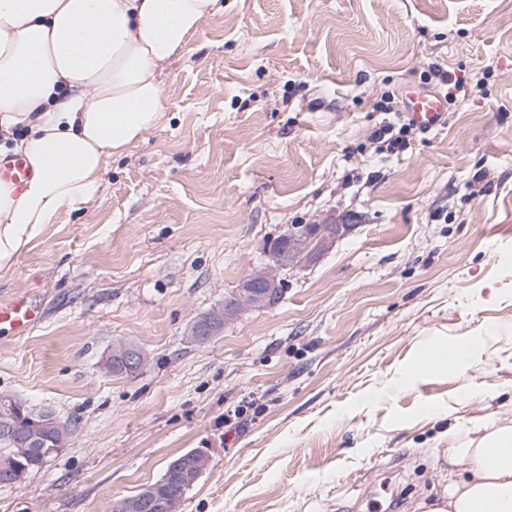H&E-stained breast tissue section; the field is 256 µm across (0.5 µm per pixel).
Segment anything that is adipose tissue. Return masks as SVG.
I'll use <instances>...</instances> for the list:
<instances>
[{"mask_svg":"<svg viewBox=\"0 0 512 512\" xmlns=\"http://www.w3.org/2000/svg\"><path fill=\"white\" fill-rule=\"evenodd\" d=\"M217 0H0V142L32 176L0 183V268L92 202L110 161L164 117L161 77ZM22 135H15V128ZM446 508L512 512V425L448 451Z\"/></svg>","mask_w":512,"mask_h":512,"instance_id":"1","label":"adipose tissue"}]
</instances>
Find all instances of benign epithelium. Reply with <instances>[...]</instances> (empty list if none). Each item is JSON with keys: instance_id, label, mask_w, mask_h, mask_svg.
I'll return each mask as SVG.
<instances>
[{"instance_id": "obj_1", "label": "benign epithelium", "mask_w": 512, "mask_h": 512, "mask_svg": "<svg viewBox=\"0 0 512 512\" xmlns=\"http://www.w3.org/2000/svg\"><path fill=\"white\" fill-rule=\"evenodd\" d=\"M340 225H319L313 229L302 224L287 231L267 249L268 263L252 270L240 283L237 291L224 299V306L203 317L194 328V335L205 341L233 321L245 308L270 307L282 296L284 271L293 269L305 255H314V242L324 246L336 236ZM141 352L132 347L113 350L112 370L118 374H134L142 365Z\"/></svg>"}]
</instances>
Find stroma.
Instances as JSON below:
<instances>
[{"mask_svg":"<svg viewBox=\"0 0 512 512\" xmlns=\"http://www.w3.org/2000/svg\"><path fill=\"white\" fill-rule=\"evenodd\" d=\"M434 65L461 82L441 125L378 152L376 102ZM162 92L96 200L0 270L43 313L0 327V394L77 422L0 512H108L194 448L178 512H428L449 448L512 422V0H218ZM297 224L342 230L192 341ZM470 339L471 367L417 373ZM111 361L113 372L132 375L141 367L143 356L139 350L132 347L116 348L106 359V362Z\"/></svg>","mask_w":512,"mask_h":512,"instance_id":"stroma-1","label":"stroma"}]
</instances>
